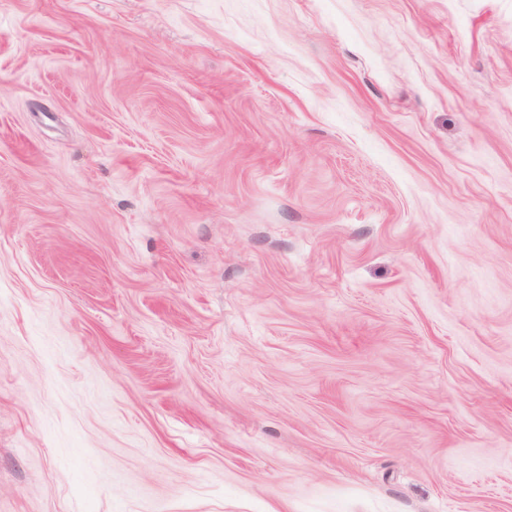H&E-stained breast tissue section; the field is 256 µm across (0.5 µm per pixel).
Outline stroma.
Masks as SVG:
<instances>
[{
    "label": "stroma",
    "mask_w": 512,
    "mask_h": 512,
    "mask_svg": "<svg viewBox=\"0 0 512 512\" xmlns=\"http://www.w3.org/2000/svg\"><path fill=\"white\" fill-rule=\"evenodd\" d=\"M0 512H512V0H0Z\"/></svg>",
    "instance_id": "obj_1"
}]
</instances>
